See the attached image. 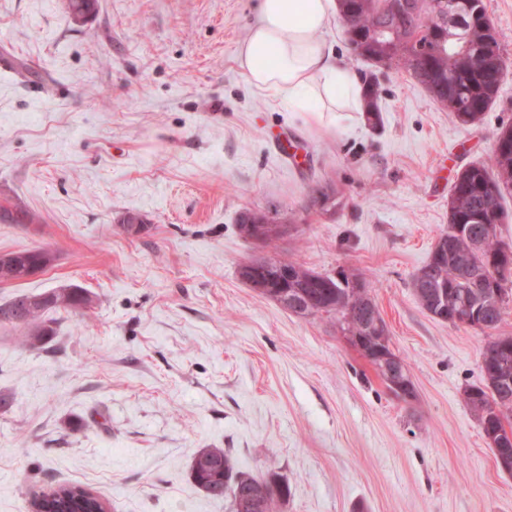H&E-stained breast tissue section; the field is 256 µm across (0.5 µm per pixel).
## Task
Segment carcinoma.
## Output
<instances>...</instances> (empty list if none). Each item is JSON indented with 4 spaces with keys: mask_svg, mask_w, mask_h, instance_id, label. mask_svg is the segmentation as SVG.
<instances>
[{
    "mask_svg": "<svg viewBox=\"0 0 512 512\" xmlns=\"http://www.w3.org/2000/svg\"><path fill=\"white\" fill-rule=\"evenodd\" d=\"M340 20L354 53L360 59L377 65V58L387 53L396 57L394 69L409 74L423 86L432 99L455 114L464 124H478L494 103L502 75L492 77L480 67V57L499 49L495 28L489 26L484 0H411L412 10L399 18L388 17L376 0H338ZM366 112L378 119L377 85L366 83ZM512 194V127L500 132L489 163L472 164L455 177L448 199V231L438 241L439 249L432 251L429 260L409 282L413 296L427 312L436 311L419 287V280L427 277L431 283L444 285L460 300L476 292L477 284L460 273V264L473 269L485 267L489 256L503 244L499 233L478 242L484 224L503 223L502 202ZM338 192L331 187H315L310 191L312 206H321L328 212L339 205ZM456 224H470L474 237L464 238L451 232ZM54 261V254L46 248L17 251L14 264L0 268V284L23 281L32 276L35 266L46 269ZM284 267L292 274L288 292L304 301L314 292L307 276L312 270L302 264L283 259ZM322 296L309 313L311 317L326 318L340 328L357 329V322L368 313L351 300L350 289L342 282L321 289ZM43 301L26 313L14 310L15 299L0 304V325L22 329L20 343L28 348H42L55 335L56 319L51 314L64 310L68 313L87 307L89 298L82 288L63 292L57 288L41 293ZM502 319V311L494 313L481 331L487 341L481 355L496 351L500 337L492 334ZM354 348L372 368H377L378 355L391 349V337L363 335V341ZM501 368L493 359L482 371L484 391L474 396L465 392L466 404L478 419L480 426L498 431H512V404L503 403L496 413L494 396L485 392ZM194 483L209 497L233 501L238 494L259 492L267 487L269 478L254 476L242 470L230 453L222 448H203L191 466ZM32 512H106L107 505L91 490L79 484H64L51 492L32 498Z\"/></svg>",
    "mask_w": 512,
    "mask_h": 512,
    "instance_id": "cac0c4a2",
    "label": "carcinoma"
}]
</instances>
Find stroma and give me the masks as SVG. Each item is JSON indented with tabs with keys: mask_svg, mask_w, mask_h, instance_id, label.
Wrapping results in <instances>:
<instances>
[{
	"mask_svg": "<svg viewBox=\"0 0 512 512\" xmlns=\"http://www.w3.org/2000/svg\"><path fill=\"white\" fill-rule=\"evenodd\" d=\"M485 2L505 68L471 126L358 59L337 22L323 37L358 80L376 77L378 123L257 92L238 64L257 0H97L82 21L63 0H0V210L40 216L0 222V253L56 255L0 284V303L64 284L92 299L59 312L41 349L0 328V512L70 482L110 512H229L190 477L209 447L286 479L284 512H512V473L464 402L486 335L433 318L408 287L448 228L456 173L512 126V0ZM317 184L338 191L336 211L310 205ZM253 208L291 218L288 257L372 283L413 401L332 322L241 281L264 252L238 228ZM127 212L147 231H122Z\"/></svg>",
	"mask_w": 512,
	"mask_h": 512,
	"instance_id": "stroma-1",
	"label": "stroma"
}]
</instances>
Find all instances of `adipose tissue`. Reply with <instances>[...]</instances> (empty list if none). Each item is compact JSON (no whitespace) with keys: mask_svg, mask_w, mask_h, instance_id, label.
Returning a JSON list of instances; mask_svg holds the SVG:
<instances>
[{"mask_svg":"<svg viewBox=\"0 0 512 512\" xmlns=\"http://www.w3.org/2000/svg\"><path fill=\"white\" fill-rule=\"evenodd\" d=\"M336 0H259L239 52L249 84L303 112H359L364 90L322 37Z\"/></svg>","mask_w":512,"mask_h":512,"instance_id":"adipose-tissue-1","label":"adipose tissue"}]
</instances>
